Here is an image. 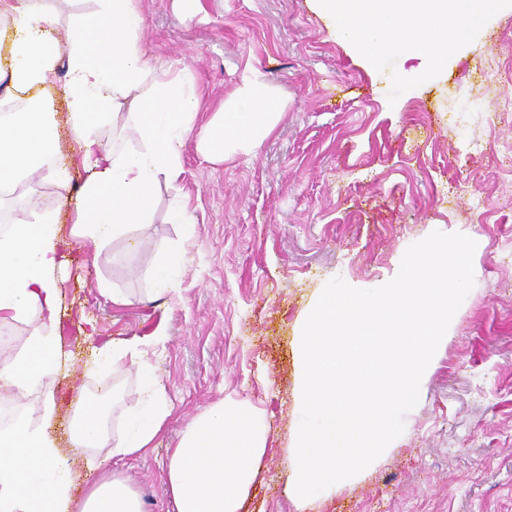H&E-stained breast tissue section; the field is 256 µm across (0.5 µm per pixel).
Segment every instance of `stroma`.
Returning a JSON list of instances; mask_svg holds the SVG:
<instances>
[{
  "label": "stroma",
  "instance_id": "stroma-1",
  "mask_svg": "<svg viewBox=\"0 0 512 512\" xmlns=\"http://www.w3.org/2000/svg\"><path fill=\"white\" fill-rule=\"evenodd\" d=\"M185 17L172 0H141V45L153 63L188 67L203 97L195 126L255 75L283 102L261 143L214 164L183 148L181 177L159 181L136 244L102 253L75 240L68 197L44 183L16 215L56 211L66 267L58 337L67 366L49 386L47 431L63 452L132 476L144 512H175L167 461L212 404L248 399L266 452L241 512H512V0L448 49L380 58L345 41L320 0H201ZM484 210H477L478 201ZM196 246L173 298L154 297L150 271L184 228ZM435 231L477 243L474 286L425 370L416 406L391 448L312 500L291 485L301 419L298 336L334 278L358 289L393 279L407 248ZM114 289L121 303L105 294ZM162 344H154L155 334ZM136 340L172 406L149 451L117 459L71 440L79 397L113 392L111 430L143 384L130 365L91 373L96 349ZM45 392V393H48ZM43 392L0 399V416L42 412Z\"/></svg>",
  "mask_w": 512,
  "mask_h": 512
}]
</instances>
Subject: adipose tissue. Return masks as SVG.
<instances>
[{
    "label": "adipose tissue",
    "mask_w": 512,
    "mask_h": 512,
    "mask_svg": "<svg viewBox=\"0 0 512 512\" xmlns=\"http://www.w3.org/2000/svg\"><path fill=\"white\" fill-rule=\"evenodd\" d=\"M95 9L62 20L59 0H0V20L12 31L10 109L0 113V197L31 173L68 187L72 176L57 148L59 121L48 94L59 64L68 124L87 178L73 200L74 236L103 252L114 240H133L144 223L159 180L183 172L180 143L195 135L196 149L220 163L226 154L268 136L282 110L275 90L246 80L216 109L202 130L194 76L154 65L143 52L139 0H94ZM339 31L365 49L401 55L415 46L451 45L461 23L477 26L498 0H322ZM187 234L162 252L152 272L155 296L179 292L178 273L195 246L194 217L181 205L170 213ZM0 321L31 327L21 352L0 366V389L30 394L62 364L58 318V221L54 211L24 217L0 208ZM131 362L145 387L122 431L106 438L101 407L79 404L72 442L95 447L111 440L119 458L144 454L170 402L146 350L124 345L98 349L95 365ZM266 451L254 430L248 401L212 405L182 434L169 454L166 491L175 512H239ZM0 512H142L130 478L80 474L71 457L47 436L43 421L19 416L0 427Z\"/></svg>",
    "instance_id": "1"
}]
</instances>
